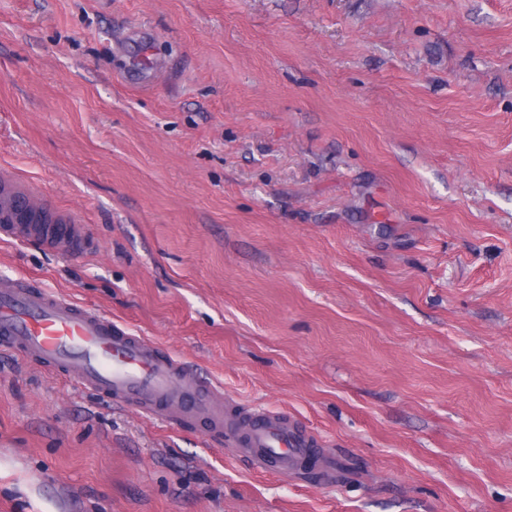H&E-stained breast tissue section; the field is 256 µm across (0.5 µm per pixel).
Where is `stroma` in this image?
I'll use <instances>...</instances> for the list:
<instances>
[{
  "label": "stroma",
  "instance_id": "1",
  "mask_svg": "<svg viewBox=\"0 0 512 512\" xmlns=\"http://www.w3.org/2000/svg\"><path fill=\"white\" fill-rule=\"evenodd\" d=\"M23 278L329 471L256 469L0 350V512H512V0H0ZM23 224L7 220L0 225V238L18 243L41 242L46 247L62 254L76 252L84 242L83 226L80 224Z\"/></svg>",
  "mask_w": 512,
  "mask_h": 512
}]
</instances>
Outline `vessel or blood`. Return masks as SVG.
I'll return each mask as SVG.
<instances>
[{
  "mask_svg": "<svg viewBox=\"0 0 512 512\" xmlns=\"http://www.w3.org/2000/svg\"><path fill=\"white\" fill-rule=\"evenodd\" d=\"M41 242L63 255L84 242L79 224L7 221L0 238ZM0 349L23 353L36 363L109 397L174 423L204 421L224 434L256 468L299 473L316 453L318 439L266 410L243 415L224 402V392L190 373L185 364L148 339L114 324L110 317L52 294L32 283L0 282Z\"/></svg>",
  "mask_w": 512,
  "mask_h": 512,
  "instance_id": "vessel-or-blood-1",
  "label": "vessel or blood"
}]
</instances>
